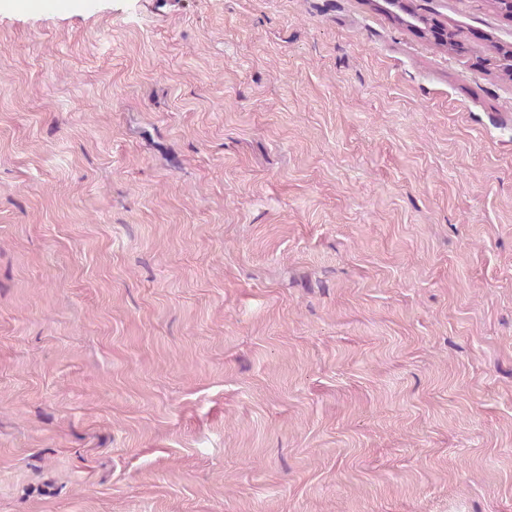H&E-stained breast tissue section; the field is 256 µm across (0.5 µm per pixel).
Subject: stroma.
I'll return each mask as SVG.
<instances>
[{"mask_svg":"<svg viewBox=\"0 0 512 512\" xmlns=\"http://www.w3.org/2000/svg\"><path fill=\"white\" fill-rule=\"evenodd\" d=\"M0 0V512H512L490 0Z\"/></svg>","mask_w":512,"mask_h":512,"instance_id":"1","label":"stroma"}]
</instances>
